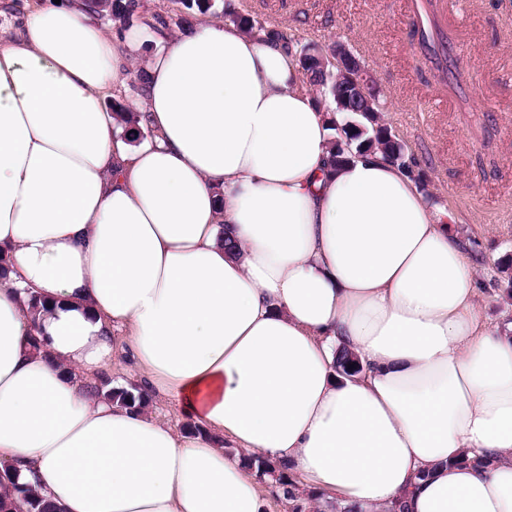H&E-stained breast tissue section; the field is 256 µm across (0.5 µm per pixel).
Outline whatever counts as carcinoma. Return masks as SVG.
Masks as SVG:
<instances>
[{"mask_svg":"<svg viewBox=\"0 0 512 512\" xmlns=\"http://www.w3.org/2000/svg\"><path fill=\"white\" fill-rule=\"evenodd\" d=\"M88 7L98 15L108 12L113 19L120 20L135 12L137 4L135 0H88ZM224 18L249 34L281 44L290 51L298 50L296 41L286 31L265 26L256 29L249 18L239 14L229 3L224 4ZM420 45L436 69H442L443 60L448 57L447 42L439 38L438 34L424 29L421 31ZM304 71L310 89L317 92V102H331L333 107L327 108V111L339 116L334 126L336 135L331 142L334 164L348 162L355 153L362 156L380 153L413 181L423 187L426 186L424 174L417 169L414 157L405 151L403 144L392 134L391 129L382 123L380 114L384 106L379 92H357L316 67L306 65ZM336 370L343 375H351L359 371V365L355 364V357L345 351L336 359ZM92 390L100 396L133 409L141 408L145 404L135 385L114 386L106 374L96 380ZM250 462L261 475L272 477L282 489L283 496L293 502L292 512H297L300 508L298 487L288 473L281 468H269L258 456L250 457ZM20 501L24 502L31 512H56V507L40 496L32 485L18 482L13 474L1 479L0 512H15Z\"/></svg>","mask_w":512,"mask_h":512,"instance_id":"carcinoma-1","label":"carcinoma"}]
</instances>
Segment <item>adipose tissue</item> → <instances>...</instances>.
<instances>
[{
	"mask_svg": "<svg viewBox=\"0 0 512 512\" xmlns=\"http://www.w3.org/2000/svg\"><path fill=\"white\" fill-rule=\"evenodd\" d=\"M152 22L37 0L0 34V466L58 512H270L251 455L320 512H512V335L468 247L382 155L331 166L294 53ZM146 35L132 149L104 101ZM119 339L187 428L90 394Z\"/></svg>",
	"mask_w": 512,
	"mask_h": 512,
	"instance_id": "obj_1",
	"label": "adipose tissue"
}]
</instances>
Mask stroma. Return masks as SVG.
Wrapping results in <instances>:
<instances>
[{
    "mask_svg": "<svg viewBox=\"0 0 512 512\" xmlns=\"http://www.w3.org/2000/svg\"><path fill=\"white\" fill-rule=\"evenodd\" d=\"M141 10L108 33L132 30L145 12L191 25L223 21L221 9H186L180 0H140ZM239 12L301 44L342 42L387 100L384 122L429 179L426 199L448 214L468 242L482 284L480 304L495 325L512 323V0H431L469 83L464 95L424 57L408 0H235Z\"/></svg>",
    "mask_w": 512,
    "mask_h": 512,
    "instance_id": "stroma-1",
    "label": "stroma"
}]
</instances>
